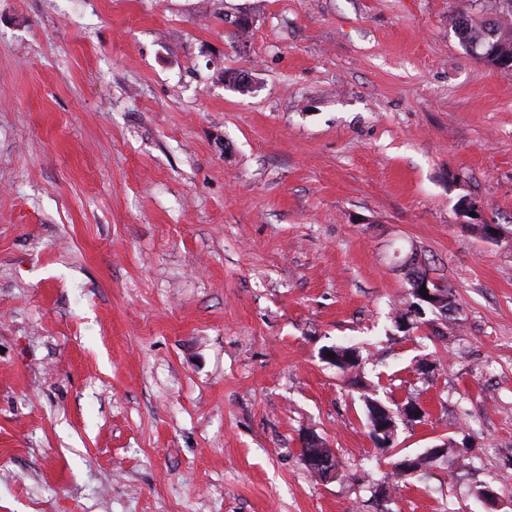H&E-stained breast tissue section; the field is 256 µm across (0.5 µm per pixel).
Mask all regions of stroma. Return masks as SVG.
Here are the masks:
<instances>
[{"mask_svg":"<svg viewBox=\"0 0 512 512\" xmlns=\"http://www.w3.org/2000/svg\"><path fill=\"white\" fill-rule=\"evenodd\" d=\"M459 6L0 0V512H512V76ZM413 252L459 314L406 334ZM452 26L457 31L462 44L475 50L480 49L478 54L483 59V45L486 43V20L484 18H473L469 12H458L451 19ZM484 60V59H483ZM458 210L463 217H469L472 221V225L478 226L482 233V228L479 224L484 227L483 237L487 240L497 241L501 235V227L499 224H492L484 218V211L482 206L476 200L472 198H462L458 204ZM470 212H475L477 217L470 216ZM422 409L421 407L411 403L407 406H401L400 411H393L392 409L376 404L374 408V419L373 426V437L377 443L381 444L382 447H391L393 442L395 430H396V418H404L406 420H418L421 418ZM319 444H320V442L316 437H314V436L308 437L303 441L302 448H300V452H301V454L308 455L307 464L311 471L327 470L328 478H331L336 473V468H330L331 460L326 459V458H318L314 454L309 452V450H308V448H314L316 446L317 453L324 455L327 458H331L332 454H331L329 448H317L319 446Z\"/></svg>","mask_w":512,"mask_h":512,"instance_id":"obj_1","label":"stroma"}]
</instances>
